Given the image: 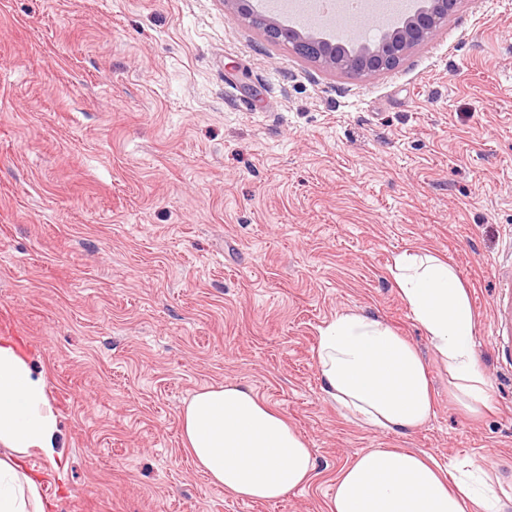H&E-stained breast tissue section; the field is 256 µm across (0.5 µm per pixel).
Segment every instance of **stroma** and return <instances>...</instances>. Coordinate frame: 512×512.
Masks as SVG:
<instances>
[{"instance_id":"35a3bbf8","label":"stroma","mask_w":512,"mask_h":512,"mask_svg":"<svg viewBox=\"0 0 512 512\" xmlns=\"http://www.w3.org/2000/svg\"><path fill=\"white\" fill-rule=\"evenodd\" d=\"M448 262L490 407L473 415L390 274ZM428 365L433 414L375 429L327 401L336 314ZM0 314L59 415L50 512H326L371 448L488 472L512 512V0H461L394 70L355 81L225 0H0ZM254 389L306 440L273 502L212 485L182 444L198 390Z\"/></svg>"}]
</instances>
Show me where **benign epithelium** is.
Listing matches in <instances>:
<instances>
[{"mask_svg":"<svg viewBox=\"0 0 512 512\" xmlns=\"http://www.w3.org/2000/svg\"><path fill=\"white\" fill-rule=\"evenodd\" d=\"M460 2L427 0L426 6L410 15L401 26L381 32L376 43L364 44L350 51L325 41L317 48L313 36L284 27L272 19L264 20L262 27L271 39L285 40L298 50L317 48L314 61L330 70L354 80H369L395 69L412 48L433 39Z\"/></svg>","mask_w":512,"mask_h":512,"instance_id":"7a95c632","label":"benign epithelium"}]
</instances>
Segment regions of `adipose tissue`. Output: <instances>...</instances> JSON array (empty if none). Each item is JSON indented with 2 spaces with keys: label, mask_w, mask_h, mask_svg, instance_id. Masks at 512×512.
<instances>
[{
  "label": "adipose tissue",
  "mask_w": 512,
  "mask_h": 512,
  "mask_svg": "<svg viewBox=\"0 0 512 512\" xmlns=\"http://www.w3.org/2000/svg\"><path fill=\"white\" fill-rule=\"evenodd\" d=\"M414 318L448 369L457 401L473 413L488 402V381L471 339L474 317L456 271L426 251L399 254L390 269ZM326 397L368 425L410 430L432 413L427 369L406 339L379 319L347 311L318 332L314 351ZM58 414L43 375L16 345L0 339V512H49L32 453L60 466ZM181 434L196 468L242 500L279 499L309 483L315 461L287 419L251 388L228 381L186 403ZM328 512H500L484 471L456 477L421 453L372 448L342 467Z\"/></svg>",
  "instance_id": "obj_1"
}]
</instances>
